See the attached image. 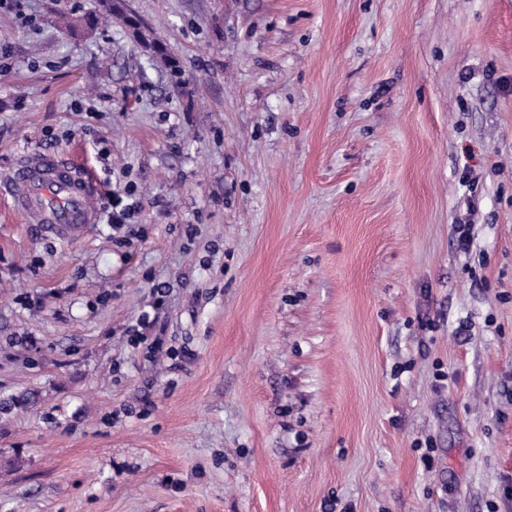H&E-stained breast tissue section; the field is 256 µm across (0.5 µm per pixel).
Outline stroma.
<instances>
[{"instance_id": "35a3bbf8", "label": "stroma", "mask_w": 512, "mask_h": 512, "mask_svg": "<svg viewBox=\"0 0 512 512\" xmlns=\"http://www.w3.org/2000/svg\"><path fill=\"white\" fill-rule=\"evenodd\" d=\"M128 7L0 0V174L102 188L0 181V512H512V0ZM6 182L12 208L28 224H42L59 239H72L96 222L97 181L57 154H26Z\"/></svg>"}]
</instances>
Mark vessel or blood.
Wrapping results in <instances>:
<instances>
[{
    "mask_svg": "<svg viewBox=\"0 0 512 512\" xmlns=\"http://www.w3.org/2000/svg\"><path fill=\"white\" fill-rule=\"evenodd\" d=\"M6 182L12 208L27 223L43 225L59 239H72L96 221L97 181L57 154H26Z\"/></svg>",
    "mask_w": 512,
    "mask_h": 512,
    "instance_id": "vessel-or-blood-1",
    "label": "vessel or blood"
}]
</instances>
